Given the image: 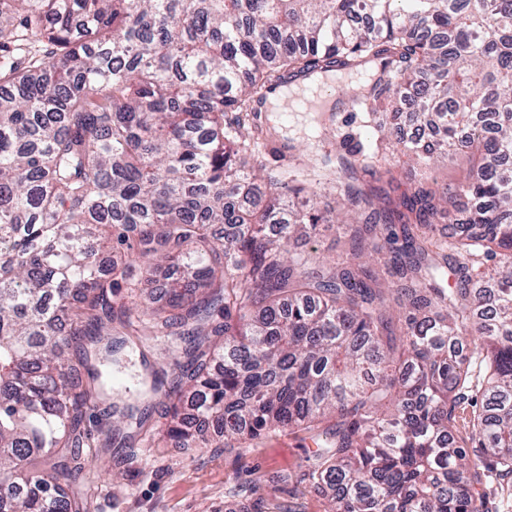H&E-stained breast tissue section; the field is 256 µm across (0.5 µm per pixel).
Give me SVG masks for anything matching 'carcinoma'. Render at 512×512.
<instances>
[{
    "instance_id": "carcinoma-1",
    "label": "carcinoma",
    "mask_w": 512,
    "mask_h": 512,
    "mask_svg": "<svg viewBox=\"0 0 512 512\" xmlns=\"http://www.w3.org/2000/svg\"><path fill=\"white\" fill-rule=\"evenodd\" d=\"M0 512H87V412L107 441L144 412L106 368L131 309L129 250L172 262L150 328L176 340L166 438L248 448L307 431L327 512H484L480 468L512 488V0H0ZM369 68L362 112L400 101L468 179L338 213L248 169L274 89ZM345 172L378 154L343 138ZM467 207L445 244L421 238ZM340 223L333 264L288 249ZM224 225V240L214 225ZM388 252L384 271L366 256ZM470 434L457 410L477 406ZM478 441L483 460L470 459ZM225 512H272L247 486Z\"/></svg>"
}]
</instances>
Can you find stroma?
I'll use <instances>...</instances> for the list:
<instances>
[{
	"label": "stroma",
	"mask_w": 512,
	"mask_h": 512,
	"mask_svg": "<svg viewBox=\"0 0 512 512\" xmlns=\"http://www.w3.org/2000/svg\"><path fill=\"white\" fill-rule=\"evenodd\" d=\"M351 86V76L336 80L338 106L332 112L260 113L265 133L252 143V153L267 173L305 186L323 176L319 159L336 155L340 135L359 134L364 144L378 147L387 163L376 174L358 173V187L397 206L414 185L416 167L402 146L380 132L384 113L351 111ZM174 358L164 339L132 338L123 351L120 376L133 384L145 376L147 367H167ZM165 430V419L154 411L125 446L90 448L94 463L88 475L89 512H224L229 489L244 483L259 484L274 504H289L298 512H325V499L304 478L315 448L310 434L278 432L252 448H175L163 445ZM279 471L288 472V482L270 483V476Z\"/></svg>",
	"instance_id": "1"
}]
</instances>
